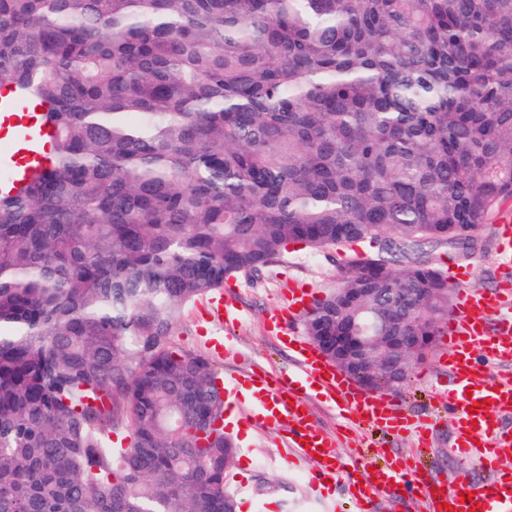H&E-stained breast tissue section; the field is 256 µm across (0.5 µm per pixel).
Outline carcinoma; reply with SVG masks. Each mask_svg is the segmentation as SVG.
<instances>
[{
	"mask_svg": "<svg viewBox=\"0 0 512 512\" xmlns=\"http://www.w3.org/2000/svg\"><path fill=\"white\" fill-rule=\"evenodd\" d=\"M0 89L52 130L0 191V512H238L181 311L334 250L306 335L407 316L431 347L438 251L512 202V0H0Z\"/></svg>",
	"mask_w": 512,
	"mask_h": 512,
	"instance_id": "carcinoma-1",
	"label": "carcinoma"
}]
</instances>
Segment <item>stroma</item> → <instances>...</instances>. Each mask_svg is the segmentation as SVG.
I'll return each instance as SVG.
<instances>
[{
	"label": "stroma",
	"mask_w": 512,
	"mask_h": 512,
	"mask_svg": "<svg viewBox=\"0 0 512 512\" xmlns=\"http://www.w3.org/2000/svg\"><path fill=\"white\" fill-rule=\"evenodd\" d=\"M478 247L470 257L449 251L448 263L469 266L471 284L482 290L494 289L497 281V238L491 224L476 232ZM335 264L325 256L308 257L306 252L289 254L284 263L274 265L252 280H231L224 291L233 296L238 321L230 327L205 322L198 307L184 310L177 321L173 339L179 346L207 351L209 337L224 339L225 352L216 364L224 375L264 369L272 373L290 369L292 353L286 344L270 332L268 318L284 305L292 284L315 289L318 295L333 287ZM444 344H436L424 361L412 371L399 393L413 418L430 417L435 421L426 447H418L407 435H390L366 427L349 429L336 408L328 403L312 402V417L323 430L337 438L336 452L343 463H362L387 458L418 472L421 480L453 484L459 474L480 480L477 463L468 462L451 450L453 408H433L426 384L441 377L440 358ZM237 454L225 478L228 492L243 491L251 502V512H329L334 498L332 488H319L310 481L311 462L289 467L284 463L285 448L281 430L274 427H248L234 432Z\"/></svg>",
	"instance_id": "obj_1"
}]
</instances>
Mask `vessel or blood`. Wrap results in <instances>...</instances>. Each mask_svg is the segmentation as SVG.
I'll return each mask as SVG.
<instances>
[{"instance_id": "1", "label": "vessel or blood", "mask_w": 512, "mask_h": 512, "mask_svg": "<svg viewBox=\"0 0 512 512\" xmlns=\"http://www.w3.org/2000/svg\"><path fill=\"white\" fill-rule=\"evenodd\" d=\"M39 103L19 96L0 97V119L15 112L38 111ZM43 131L33 123L21 125L11 139L0 142V186L17 189L28 171L20 161L43 162ZM469 271L456 267L450 280L456 292V312L448 321L443 365L447 381H435L436 394L455 407L454 451L475 460L485 474L483 482L460 475L450 487L419 486L427 512H512V473L503 464L512 459V430L501 419L512 414V373L491 378L481 373L483 362H512V277H503L494 291L485 293L469 284ZM316 298L309 288H292L286 303L271 318V327L284 335L294 354L292 370L274 376L255 370L235 378L224 390L227 412L237 413L238 424L262 423L285 432L286 464L304 460L314 464L313 480L321 484L345 479L356 512H374L382 493L405 484H417V474L392 462L374 473L344 471L336 462V440L321 429L310 412L312 400L336 406L353 425L426 436L427 428L411 420L392 396L361 387L355 379L328 361L318 348L288 329L298 313L308 311Z\"/></svg>"}]
</instances>
